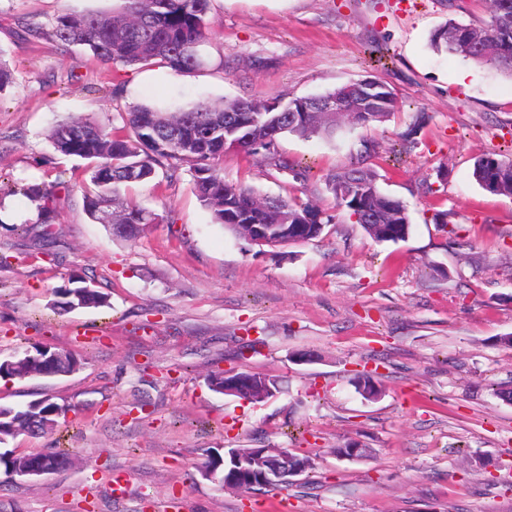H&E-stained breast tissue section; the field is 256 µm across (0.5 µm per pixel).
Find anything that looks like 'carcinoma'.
<instances>
[{
    "instance_id": "1",
    "label": "carcinoma",
    "mask_w": 512,
    "mask_h": 512,
    "mask_svg": "<svg viewBox=\"0 0 512 512\" xmlns=\"http://www.w3.org/2000/svg\"><path fill=\"white\" fill-rule=\"evenodd\" d=\"M112 12L67 8L48 23L47 36L61 46L82 45L101 63L114 67L162 65L174 72L202 69L207 60L201 52L205 41L210 0H119ZM430 47L512 77V0H491L488 17L476 23L445 22L431 35ZM340 100L344 114L327 112L330 100ZM400 110L394 89L377 76L311 97L285 99H234L219 105L197 104L180 112H160L152 107H135L122 113L121 134L99 124L70 118L56 124L49 135L61 155L89 161L94 189L84 195L89 218L129 239L141 227L152 224L157 214L129 201L122 189L147 182L163 168L168 178L186 165L196 192L215 224L249 240L252 225L259 224L273 235L298 244L319 237L331 217L311 204L295 198L261 196L251 189L224 181L218 162L223 159L224 125L245 124L236 137L238 149L261 155L270 166L288 168L279 158L276 145L286 134L333 139L350 125L373 129L389 121ZM378 155V143L363 141V150L339 172L329 173L325 182L338 206L345 208L354 223L376 242L397 243L411 229L407 204L384 193L379 175L370 160ZM473 177L491 193L512 197V158L485 154L475 159ZM65 182L17 186L13 193L25 196L35 211V223L52 224L57 218V189ZM288 223H283V219ZM73 288L57 290L56 308L66 312L76 307L109 305V295L74 274ZM77 360L67 351L35 347L0 363V377H52L76 370ZM356 388L368 400L382 390L373 376L355 378ZM62 408L45 398L23 408L0 405V444L21 434L49 432L56 418L45 414ZM31 462L58 469L66 464L63 453H33ZM224 455L217 448L206 450L201 470L218 471Z\"/></svg>"
}]
</instances>
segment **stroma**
Wrapping results in <instances>:
<instances>
[{
    "label": "stroma",
    "instance_id": "35a3bbf8",
    "mask_svg": "<svg viewBox=\"0 0 512 512\" xmlns=\"http://www.w3.org/2000/svg\"><path fill=\"white\" fill-rule=\"evenodd\" d=\"M116 0H0V50L16 79L0 92V177L69 181L55 224L0 201V362L38 346L77 371L0 383V405L45 397L67 408L44 436L0 454L62 450L37 479L0 472V512H512V198L472 176L477 157L512 153V79L429 47L445 21L486 17L489 0H212L205 68L105 66L81 46L26 34L66 8ZM377 74L401 108L328 141L287 135L289 170L226 149L225 181L315 204L333 221L287 249L247 244L212 223L188 169H165L128 197L158 220L133 241L90 220L81 161L49 141L61 120L121 127L145 104L304 97ZM75 83H68L69 75ZM373 138L379 186L407 202L408 237L373 241L324 177ZM309 171V181L292 168ZM447 214L435 223V212ZM110 304L58 313L71 273ZM378 371L364 399L354 378ZM276 381L260 403L212 391L209 375ZM369 449L349 460L339 448ZM291 448L314 466L288 487L243 494L200 469L209 448Z\"/></svg>",
    "mask_w": 512,
    "mask_h": 512
}]
</instances>
